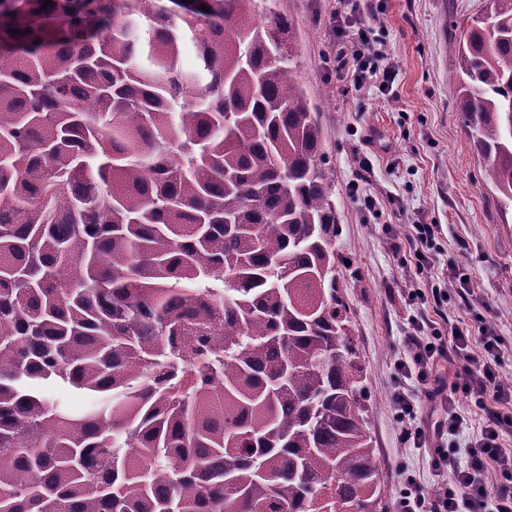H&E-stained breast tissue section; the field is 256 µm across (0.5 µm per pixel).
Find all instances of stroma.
Segmentation results:
<instances>
[{"mask_svg": "<svg viewBox=\"0 0 512 512\" xmlns=\"http://www.w3.org/2000/svg\"><path fill=\"white\" fill-rule=\"evenodd\" d=\"M482 0H276L295 21L298 76L322 130L321 151L333 172L336 276L350 312V337L363 368L361 392L380 469L387 512H397L405 474L428 495L441 482L433 447L405 443L390 416L395 362L404 352L410 317L432 321L441 335L476 330V315L493 323L507 344L501 381L512 386V214L481 181L483 160L457 110V47L463 25ZM382 13L375 36L395 73L390 92H356L352 76L336 77V58L350 39H337V13ZM369 168H362V159ZM357 186L350 197L349 186ZM373 207H364L363 198ZM417 224L440 228L439 254L417 269L410 241ZM465 273L473 294L451 302L406 306L399 293L428 288Z\"/></svg>", "mask_w": 512, "mask_h": 512, "instance_id": "1", "label": "stroma"}]
</instances>
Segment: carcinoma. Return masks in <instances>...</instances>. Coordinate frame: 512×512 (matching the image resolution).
Masks as SVG:
<instances>
[{
    "label": "carcinoma",
    "instance_id": "1",
    "mask_svg": "<svg viewBox=\"0 0 512 512\" xmlns=\"http://www.w3.org/2000/svg\"><path fill=\"white\" fill-rule=\"evenodd\" d=\"M257 2L0 0V512H382L321 129ZM485 2L458 107L512 204Z\"/></svg>",
    "mask_w": 512,
    "mask_h": 512
}]
</instances>
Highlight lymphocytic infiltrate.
<instances>
[{
    "mask_svg": "<svg viewBox=\"0 0 512 512\" xmlns=\"http://www.w3.org/2000/svg\"><path fill=\"white\" fill-rule=\"evenodd\" d=\"M354 29L352 49L348 58L339 59L337 71H352L354 87L363 90L378 86L391 87L394 76L384 65V56L377 47L370 23L347 19L337 26V35ZM478 338L482 350L474 352L469 330L452 329L449 338L431 331L428 323L414 322L407 338L408 359L401 370L415 377L418 387L431 404L429 422H415L416 411L410 394L398 388L393 392L389 408L393 418L404 424V440L421 447L425 440L437 444L433 460L435 470L445 483L435 497H427L413 477H406L400 500V512H512V452L501 445L503 436L512 435V390L500 381L502 336L487 323H480ZM473 400L477 406L494 402L488 419L468 451L467 461H459L448 444L464 424L456 411L458 395ZM497 471L501 481L489 488L487 475Z\"/></svg>",
    "mask_w": 512,
    "mask_h": 512,
    "instance_id": "obj_1",
    "label": "lymphocytic infiltrate"
}]
</instances>
